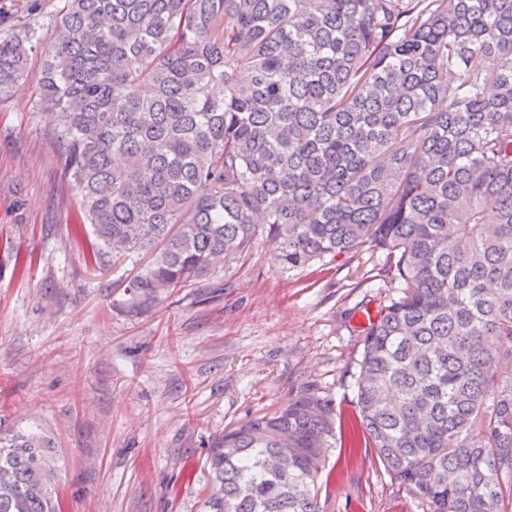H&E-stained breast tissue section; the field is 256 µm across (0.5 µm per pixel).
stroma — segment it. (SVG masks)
<instances>
[{"label": "stroma", "mask_w": 512, "mask_h": 512, "mask_svg": "<svg viewBox=\"0 0 512 512\" xmlns=\"http://www.w3.org/2000/svg\"><path fill=\"white\" fill-rule=\"evenodd\" d=\"M61 0H0L31 25L39 71ZM36 85L0 93V428L42 434L66 512H202L209 449L306 383L351 413L358 317L388 287L369 250L283 273L274 242L214 280L134 313L124 287L152 255L86 263L76 191ZM375 271L358 282L355 268ZM323 512H422L372 449L334 448Z\"/></svg>", "instance_id": "obj_1"}]
</instances>
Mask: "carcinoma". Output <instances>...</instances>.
<instances>
[{"label":"carcinoma","instance_id":"obj_1","mask_svg":"<svg viewBox=\"0 0 512 512\" xmlns=\"http://www.w3.org/2000/svg\"><path fill=\"white\" fill-rule=\"evenodd\" d=\"M36 82L91 225L159 249L141 311L280 242L283 273L381 251L354 417L423 512H512V0H63ZM341 412L314 383L224 431L203 512H322ZM45 441L0 433V512H64Z\"/></svg>","mask_w":512,"mask_h":512}]
</instances>
